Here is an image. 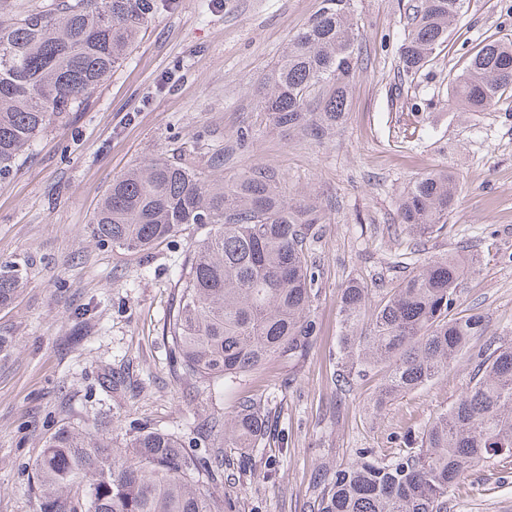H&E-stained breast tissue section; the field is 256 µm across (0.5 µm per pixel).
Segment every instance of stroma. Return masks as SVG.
I'll list each match as a JSON object with an SVG mask.
<instances>
[{
  "instance_id": "stroma-1",
  "label": "stroma",
  "mask_w": 512,
  "mask_h": 512,
  "mask_svg": "<svg viewBox=\"0 0 512 512\" xmlns=\"http://www.w3.org/2000/svg\"><path fill=\"white\" fill-rule=\"evenodd\" d=\"M417 0H352L359 32L343 124L314 138L269 125L258 110L265 74L323 0H161L128 58L82 112L53 120L16 171L0 179V261L26 267V285L0 308V512H40L32 468L63 424L114 421L115 435L178 433L243 400L264 405L271 434L256 448L222 439L224 466L205 484L231 512H311L319 474L360 449L396 453L472 382L459 358L445 377L395 399L380 414L366 406L375 373L339 386L340 290L358 277L370 287L402 276L415 261L468 251L478 273L464 308L487 330L477 345L512 340V97L463 113L448 98V75L486 38L512 39L502 0H466L448 43L421 71H402L399 46ZM250 130L247 145L237 133ZM217 178L259 167L284 194L315 205L325 226L311 244L318 266L307 355L272 357L233 384L183 380L163 337L176 302L175 271L203 235L190 225L150 250L93 244L99 200L114 178L157 155ZM445 168L461 187L448 232L417 235L399 222L400 195L424 173ZM119 374L107 391L100 379ZM448 512H512V469L488 460Z\"/></svg>"
}]
</instances>
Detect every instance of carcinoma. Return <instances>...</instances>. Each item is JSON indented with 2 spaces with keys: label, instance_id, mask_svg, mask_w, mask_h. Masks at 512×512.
Wrapping results in <instances>:
<instances>
[{
  "label": "carcinoma",
  "instance_id": "obj_1",
  "mask_svg": "<svg viewBox=\"0 0 512 512\" xmlns=\"http://www.w3.org/2000/svg\"><path fill=\"white\" fill-rule=\"evenodd\" d=\"M464 0H420L400 61L416 73L446 42ZM158 0H48L0 18V176L10 173L55 116L82 112L99 85L129 54ZM358 34L350 0L325 5L269 70L260 111L279 128L315 137L336 130L347 108ZM454 104L484 112L512 90V41L489 38L450 81ZM460 187L446 169L419 178L398 201L400 223L419 235L447 228ZM322 216L288 199L275 176L255 169L208 179L165 157L128 170L98 204L92 240L146 250L185 224L207 229L180 264L178 299L166 337L181 377L225 383L276 355L300 358L317 334L312 314L317 272L308 243ZM472 258L423 259L389 288L352 279L340 298L342 382L377 370L368 405L382 411L396 397L448 374V366L486 331L484 317L460 309ZM25 285V269L0 263V307ZM473 385L390 458L367 452L318 477L316 512H448V491L479 463L512 457V343L472 352ZM260 404L245 400L229 421L197 430L194 448L170 432L138 431L113 446L114 425L88 432L64 426L34 465L41 512H224L201 477L222 464L214 434L235 448H256L266 433ZM207 453L200 455L196 448Z\"/></svg>",
  "mask_w": 512,
  "mask_h": 512
}]
</instances>
